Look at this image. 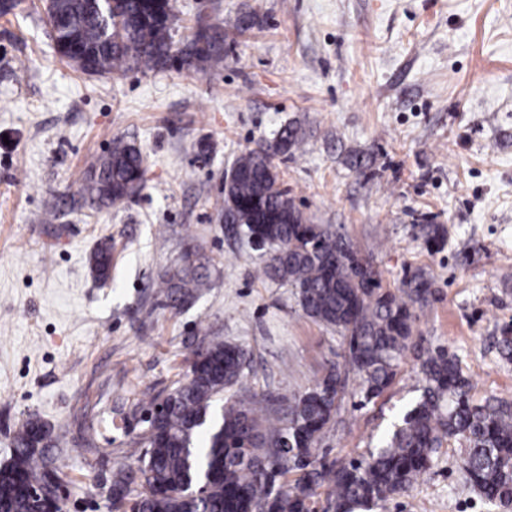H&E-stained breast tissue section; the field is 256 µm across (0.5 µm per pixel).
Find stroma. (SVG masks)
Segmentation results:
<instances>
[{
	"mask_svg": "<svg viewBox=\"0 0 512 512\" xmlns=\"http://www.w3.org/2000/svg\"><path fill=\"white\" fill-rule=\"evenodd\" d=\"M23 2L0 16V463L17 424L39 419L59 439L63 512H115L112 472L135 463L150 398L184 378L197 345L246 347L241 383L260 398L304 392L343 362L344 339L261 277L214 208L236 158L291 120L304 149L273 165L311 222L370 257L383 287L416 270L431 283L393 383L364 407L345 394L320 454L366 455L419 397L417 355L438 347L475 402L512 403V0H177L175 41L221 26L223 66L123 76L60 61L42 0ZM117 139L141 148L146 185L89 210L83 174ZM350 150L370 157L366 174ZM425 224L443 243L424 244ZM191 248L214 265L211 285L174 308L156 283ZM461 448L444 443L388 512H498L456 494Z\"/></svg>",
	"mask_w": 512,
	"mask_h": 512,
	"instance_id": "obj_1",
	"label": "stroma"
}]
</instances>
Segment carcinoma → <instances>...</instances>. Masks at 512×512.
<instances>
[{"instance_id":"1","label":"carcinoma","mask_w":512,"mask_h":512,"mask_svg":"<svg viewBox=\"0 0 512 512\" xmlns=\"http://www.w3.org/2000/svg\"><path fill=\"white\" fill-rule=\"evenodd\" d=\"M46 16L60 59L72 63L64 46L83 48L84 73L147 74L175 63L199 71L224 63V36L216 26L199 28L178 45L175 0H52ZM293 121L273 134L268 146L241 155L231 166L215 208L225 223L265 240L273 252L263 275L298 293L303 312L336 330L347 341L345 366L356 376L359 404L367 405L392 384L412 336L411 305L430 294L422 275L405 276L402 287L382 285L372 262L345 238L305 213L281 187L271 155L293 156L304 145ZM145 161L135 144L117 140L85 174L80 192L93 208L110 207L145 186ZM112 253L101 247L93 270L110 278ZM210 260L195 251L158 284L172 305L186 304L210 287ZM249 351L215 338L193 353L184 381L150 402L154 411L146 449L137 458L141 483L118 470L112 499L134 500L136 512H316L320 494L326 512H371L408 492L452 439L464 442L463 488L478 491L498 507L512 504V404L471 398L472 384L457 357L427 353L419 370L418 400L360 458L337 463L319 455L317 445L336 415L347 377L333 365L314 386L294 399L281 418L267 415L260 401L239 396ZM290 446L279 448L283 437ZM58 439L37 419L14 432L8 467L0 474V512H27L25 492L59 483L52 449ZM297 471L293 483L288 474ZM209 478L206 492L191 490Z\"/></svg>"}]
</instances>
